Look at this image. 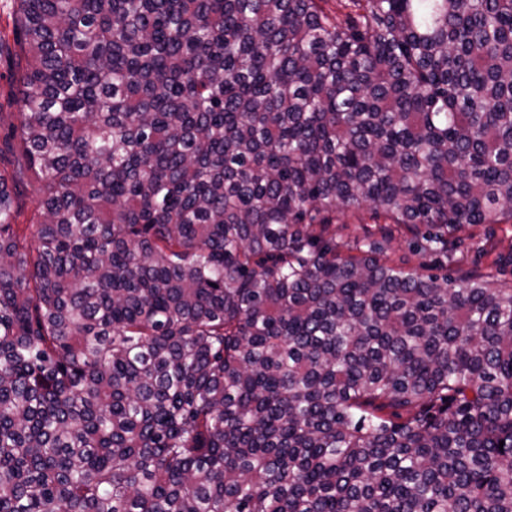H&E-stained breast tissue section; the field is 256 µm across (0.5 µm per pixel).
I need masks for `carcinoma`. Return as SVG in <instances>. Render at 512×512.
<instances>
[{
	"instance_id": "cac0c4a2",
	"label": "carcinoma",
	"mask_w": 512,
	"mask_h": 512,
	"mask_svg": "<svg viewBox=\"0 0 512 512\" xmlns=\"http://www.w3.org/2000/svg\"><path fill=\"white\" fill-rule=\"evenodd\" d=\"M320 2L13 0L0 512H512V0Z\"/></svg>"
}]
</instances>
